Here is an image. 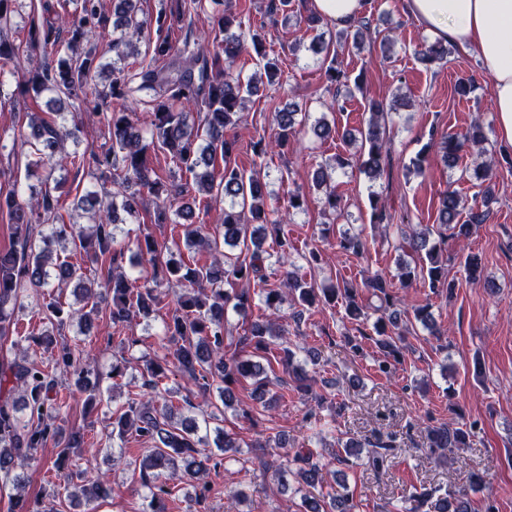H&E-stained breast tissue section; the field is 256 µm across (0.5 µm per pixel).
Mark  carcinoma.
I'll return each mask as SVG.
<instances>
[{"mask_svg": "<svg viewBox=\"0 0 512 512\" xmlns=\"http://www.w3.org/2000/svg\"><path fill=\"white\" fill-rule=\"evenodd\" d=\"M137 0H117L113 15L104 13L99 0H60L62 14L53 23L31 8L27 16L28 38L16 43L0 38V61L21 68L29 61L35 49L52 51L57 55L56 65H39L26 69L17 90L21 95L39 97L51 93L50 102L56 105V118L50 120L37 112L30 113L25 142L33 149L35 160L28 163L27 173L38 176L41 184L39 197L25 201L16 189L0 190V213L7 214L14 234L21 241L19 250L0 251V342L19 345L16 310L25 308L24 299L35 298V306L43 309L48 320L46 328L37 336L25 340L41 345L49 351L46 360L36 361L22 357L0 365V486L12 487L8 509L10 512H56L52 506L39 510L26 496V478L22 469L35 458L38 450L50 442L58 448L52 461L55 476L71 489V502L91 506L112 496V487L88 475V469L72 464L73 449L83 442V433L71 432L63 439L61 422L68 416L67 405L58 399V389L66 379L87 394V409L103 405L99 378L94 361L84 353L81 345L58 337L74 322L87 329L108 313L118 328L129 327L139 317H147L161 305L165 294L162 284L180 288L176 307L165 322L163 336L167 342L159 346L154 356L140 360L122 357L112 363V377L126 374L128 367L143 362L148 380L143 386L155 390L158 381L167 377L169 365L177 364L186 382L184 403L187 414L175 418L171 391L164 390L163 403L150 405L141 400V394L131 392L128 399L114 412L112 443H124L128 435L150 442L138 462L140 485L146 489L147 512H170L175 490L184 483L193 488L190 501L206 504L212 491L211 471L220 467L229 454L237 453V439L215 424L224 410L197 414L192 398H217L230 407L237 402L232 390L235 384L245 382L252 386V396L261 405L258 414L271 413L283 395L272 388L261 361L274 362L292 369L294 389L303 394L313 391L317 380L307 376L303 369H294V352L284 347L282 354H273L270 339L282 338L275 324L265 322L253 326L251 335L242 336L238 344L242 350L226 356L224 353V309L227 304L244 310L251 306V289L244 288L230 296L224 292V278L251 282L258 287V297L272 312L281 309L284 302L312 308L338 298L344 300L345 318L369 320L370 312L380 316L373 323L375 343L388 357L399 354L397 342L404 333L399 323L406 312V299L388 289L383 274L366 278L364 287L372 290L379 305L371 308L359 302L356 287L348 282H336L334 288L316 291L294 271L286 273L282 287L274 288L264 280V262L285 263L294 245L282 230L283 217L275 205L266 203V183L254 171L240 167L234 157L236 142L224 138V130L236 125L246 108L247 98L260 90V85L235 70L239 55L253 56L258 70L264 72L266 83L281 86L287 75L279 58L270 55L266 43L251 32L250 19L230 8L217 17L219 30L224 32V44L209 49L199 40L186 36L174 40L171 33L184 18L205 11V0H172L163 4L154 19L146 22L138 18ZM371 29V20L361 17L354 24L335 34L337 50L325 47L322 64L324 76L336 91L352 94V87H360V79H353L339 51L346 48L348 36H353L359 47ZM112 33V62L101 63L97 47L107 33ZM147 38L151 44L150 62L134 69L127 59L135 55L136 41ZM451 49L441 41H424L417 50L425 64L442 66L448 63ZM108 71L110 81L101 89L90 85L96 73ZM94 96L99 122L107 128L110 144L96 150L83 143L77 114L65 112V101H85ZM369 118L366 127L352 132L344 131L342 138L360 140L356 152L337 155L312 176L316 187L324 189L322 212L339 217L346 204L330 184L328 170L356 167L367 177H377L388 155L387 142L380 120L389 115V108L381 99L367 103ZM300 107L295 102L274 112L276 132L274 140L263 138L253 143L256 156L261 157L273 147L288 146L298 132ZM488 141L483 127L475 123L464 132L440 138L438 152L446 165H454L460 153L475 150L480 156L487 153ZM72 143L73 150L67 149ZM162 149L169 153L178 171L193 182L197 192L217 199L224 195V210L218 221L224 229L223 242L206 236L202 226H193L191 204L179 198L174 186L165 181L149 162L150 152ZM221 158L223 167L211 164ZM89 170L95 175L99 189L80 196L77 208L86 214L89 227L63 221L52 223L58 200L52 189L61 181L55 173L67 168ZM485 183L480 202L469 206L455 190L440 198L437 224L449 231L438 233V239L427 236L416 238L412 248L426 251V262L420 269L406 268L400 273L403 286L420 277L428 287L445 285L447 263L440 259L450 238H466L476 224L489 221L496 203L497 165L487 159L479 165ZM154 197L156 218L167 224L175 216L187 222L183 242L171 240L161 245L150 233L133 242L134 256L151 264V277L138 283L125 274L108 271L101 278L92 266L105 256L124 250L116 236L121 215L139 216L143 204L141 190ZM272 236L277 252L262 256L261 240ZM69 243L79 253L81 262L60 257L56 246ZM232 249L243 247L247 254H232L220 250V245ZM209 252V262L188 264L175 258L180 246ZM339 248L354 255L362 254L366 241L358 234L340 237ZM64 284L74 286L78 310L66 309L53 295V289ZM215 437H210V433ZM472 431L454 425L428 427L429 451L461 448L467 445ZM267 464L277 468L282 486L294 477L305 487L301 496L300 512H355L353 493L347 485L327 494L321 492L326 483L323 466L313 460L311 452L287 450L288 441L280 434L268 436ZM418 507L425 512H470L469 500L463 493L436 494L423 491L414 495Z\"/></svg>", "mask_w": 512, "mask_h": 512, "instance_id": "1", "label": "carcinoma"}]
</instances>
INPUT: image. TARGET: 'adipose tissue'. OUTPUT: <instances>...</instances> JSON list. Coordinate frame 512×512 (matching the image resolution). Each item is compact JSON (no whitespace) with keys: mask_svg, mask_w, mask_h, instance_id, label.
Instances as JSON below:
<instances>
[{"mask_svg":"<svg viewBox=\"0 0 512 512\" xmlns=\"http://www.w3.org/2000/svg\"><path fill=\"white\" fill-rule=\"evenodd\" d=\"M433 39L477 49L492 80V108L502 142L512 145V0H404Z\"/></svg>","mask_w":512,"mask_h":512,"instance_id":"adipose-tissue-1","label":"adipose tissue"}]
</instances>
